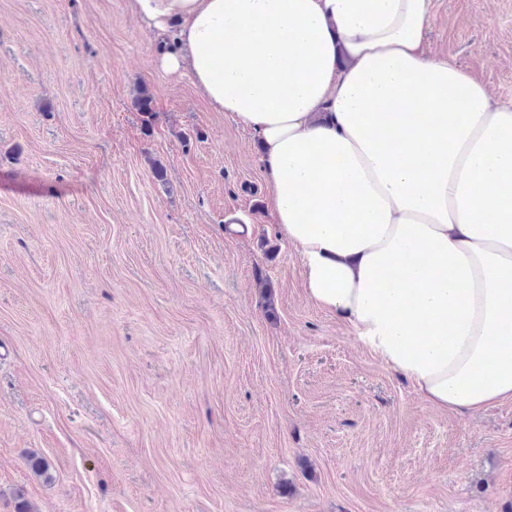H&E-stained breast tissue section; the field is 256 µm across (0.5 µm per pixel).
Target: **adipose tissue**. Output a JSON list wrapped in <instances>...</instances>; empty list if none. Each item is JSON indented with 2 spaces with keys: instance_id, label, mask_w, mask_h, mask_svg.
I'll return each instance as SVG.
<instances>
[{
  "instance_id": "ef3b65f1",
  "label": "adipose tissue",
  "mask_w": 512,
  "mask_h": 512,
  "mask_svg": "<svg viewBox=\"0 0 512 512\" xmlns=\"http://www.w3.org/2000/svg\"><path fill=\"white\" fill-rule=\"evenodd\" d=\"M431 0H131L262 148L311 302L432 406L512 400V100L432 57Z\"/></svg>"
}]
</instances>
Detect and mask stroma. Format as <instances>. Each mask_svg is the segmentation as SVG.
Returning a JSON list of instances; mask_svg holds the SVG:
<instances>
[{
	"label": "stroma",
	"mask_w": 512,
	"mask_h": 512,
	"mask_svg": "<svg viewBox=\"0 0 512 512\" xmlns=\"http://www.w3.org/2000/svg\"><path fill=\"white\" fill-rule=\"evenodd\" d=\"M426 40L512 99V0H433ZM18 491L512 512V402L431 406L307 298L255 138L161 66L130 0H0V512Z\"/></svg>",
	"instance_id": "1"
}]
</instances>
